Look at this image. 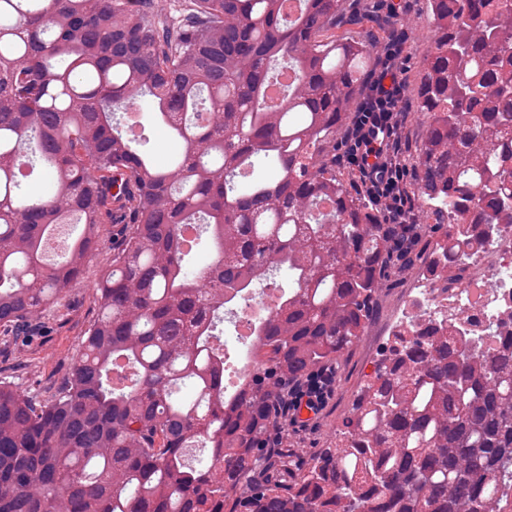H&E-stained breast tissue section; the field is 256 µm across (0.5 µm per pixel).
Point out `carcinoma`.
<instances>
[{
    "label": "carcinoma",
    "mask_w": 512,
    "mask_h": 512,
    "mask_svg": "<svg viewBox=\"0 0 512 512\" xmlns=\"http://www.w3.org/2000/svg\"><path fill=\"white\" fill-rule=\"evenodd\" d=\"M0 0V326H25L99 250L128 235L95 288L99 313L48 397L0 379V512H512V332L462 339L421 322L378 363L336 445L291 481L270 471V428L288 389L365 329L393 243L435 230L436 280L465 249L512 226V8L427 0L436 31L410 89L427 129L407 155L423 223L388 224L336 159L376 43L342 38L361 0ZM295 80L262 105L273 71ZM146 119L183 143L156 165L115 119ZM52 188L20 193L19 144ZM264 162L272 175L254 176ZM206 221L213 258L193 273L182 228ZM83 225L40 261L59 224ZM290 282L261 318L242 381L224 390V309ZM131 369L122 391L113 361ZM200 446L192 462L186 449Z\"/></svg>",
    "instance_id": "carcinoma-1"
}]
</instances>
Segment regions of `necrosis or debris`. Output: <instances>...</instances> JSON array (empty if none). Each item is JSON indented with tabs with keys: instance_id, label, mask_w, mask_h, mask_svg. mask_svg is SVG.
<instances>
[{
	"instance_id": "1",
	"label": "necrosis or debris",
	"mask_w": 512,
	"mask_h": 512,
	"mask_svg": "<svg viewBox=\"0 0 512 512\" xmlns=\"http://www.w3.org/2000/svg\"><path fill=\"white\" fill-rule=\"evenodd\" d=\"M512 308V227H504L490 240L474 246L463 277L440 288L432 278L416 273L408 280L404 300L391 305L388 327L392 334L431 316L459 321L474 335H490L504 310Z\"/></svg>"
}]
</instances>
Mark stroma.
<instances>
[{
  "label": "stroma",
  "mask_w": 512,
  "mask_h": 512,
  "mask_svg": "<svg viewBox=\"0 0 512 512\" xmlns=\"http://www.w3.org/2000/svg\"><path fill=\"white\" fill-rule=\"evenodd\" d=\"M395 2L400 6L399 29L405 36L402 77L410 85L421 68L424 52L434 43L435 29L427 16L426 0ZM127 232L124 224L100 225V250L87 260L81 276L58 302L37 315V322L43 326L40 335L0 342V377L12 381L23 392L45 396L62 383L80 350L84 332L97 317L94 288L111 268L112 257ZM428 260L427 253L415 252L409 262L395 261L388 265L383 286L373 299L364 334L332 367L334 382L330 399L306 426L288 429V441L297 450L296 465H303L336 441L354 400L388 346L387 341L375 334L387 317L388 300L403 295L405 272L424 269Z\"/></svg>",
  "instance_id": "obj_1"
}]
</instances>
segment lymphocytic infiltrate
Wrapping results in <instances>:
<instances>
[{"label": "lymphocytic infiltrate", "mask_w": 512, "mask_h": 512, "mask_svg": "<svg viewBox=\"0 0 512 512\" xmlns=\"http://www.w3.org/2000/svg\"><path fill=\"white\" fill-rule=\"evenodd\" d=\"M405 40L389 34L378 45L379 63L368 79L351 126L345 132L343 166L355 176L357 191L381 208L388 223L407 224L414 207L399 156V130L406 117V85L401 60ZM333 376L322 370L289 391L288 419L297 421L302 412L319 413L329 395Z\"/></svg>", "instance_id": "f902f5d3"}]
</instances>
